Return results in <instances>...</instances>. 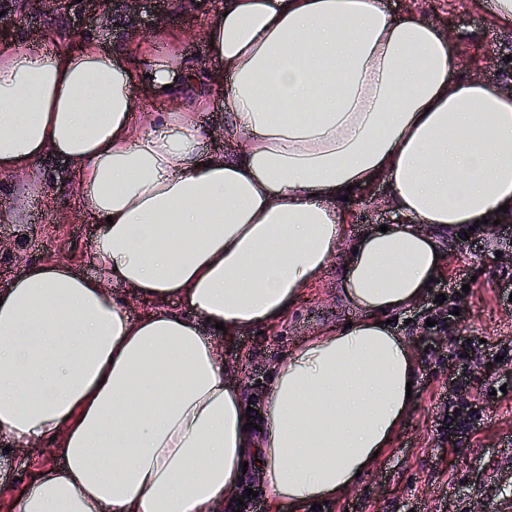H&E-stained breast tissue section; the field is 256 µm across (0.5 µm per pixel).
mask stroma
<instances>
[{
    "mask_svg": "<svg viewBox=\"0 0 512 512\" xmlns=\"http://www.w3.org/2000/svg\"><path fill=\"white\" fill-rule=\"evenodd\" d=\"M397 15L409 12L440 24L456 38L462 73L485 82L512 85V28L499 24L491 0H386ZM216 0H166L165 17L154 32L129 29L124 0L79 21L67 0H45L30 8L27 0H0V16L10 24L0 47L14 41L48 44L81 40L117 50L140 61L161 50L184 58L198 73L215 70L205 38ZM384 181L359 191L344 203L346 237L356 240L372 224L395 222ZM97 226L85 215L77 168L69 159L44 156L32 176L0 174V283L25 267L45 260L69 262L96 276L92 246ZM444 265L427 297L399 314L391 325L413 345L417 393L388 448L345 495L323 502L321 512H512V223L456 230L442 237ZM339 257L305 290L304 297L274 323L218 342L231 380L239 384L252 410H264V386L299 341L320 330L358 319L337 294ZM456 291L460 316L446 332L431 335L426 321L437 295ZM479 343L468 362L455 356L462 338ZM498 386L484 403L479 430L458 449L448 448L439 423L449 404L474 396L468 388L450 389L448 380L462 368ZM51 444L0 450V512H16L18 496L46 465L63 464Z\"/></svg>",
    "mask_w": 512,
    "mask_h": 512,
    "instance_id": "stroma-1",
    "label": "stroma"
}]
</instances>
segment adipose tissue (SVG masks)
<instances>
[{
  "instance_id": "1",
  "label": "adipose tissue",
  "mask_w": 512,
  "mask_h": 512,
  "mask_svg": "<svg viewBox=\"0 0 512 512\" xmlns=\"http://www.w3.org/2000/svg\"><path fill=\"white\" fill-rule=\"evenodd\" d=\"M205 37L230 156L203 154L178 107L136 126L139 91L195 83L182 60L0 49V173L73 161L99 269L47 261L0 288V439L64 458L17 512H222L246 467L277 504L343 495L412 405L414 352L388 315L439 275L437 234L512 211V94L460 78L440 25L383 0H221ZM377 180L413 221L345 245L343 198ZM336 254L361 319L297 344L247 427L218 328L278 320ZM116 284L156 312L132 320Z\"/></svg>"
}]
</instances>
